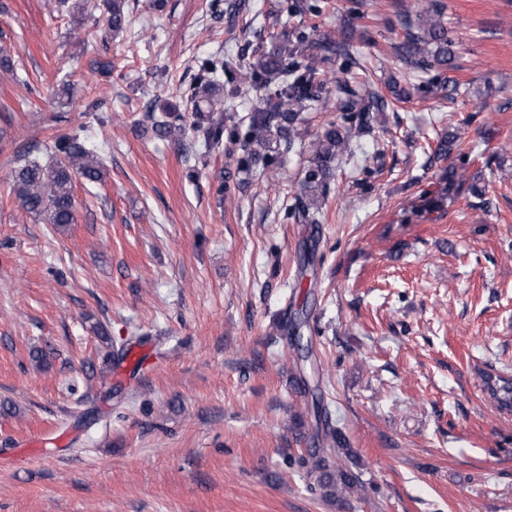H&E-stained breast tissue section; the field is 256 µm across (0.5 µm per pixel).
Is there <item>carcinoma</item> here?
I'll list each match as a JSON object with an SVG mask.
<instances>
[{
    "label": "carcinoma",
    "instance_id": "1",
    "mask_svg": "<svg viewBox=\"0 0 512 512\" xmlns=\"http://www.w3.org/2000/svg\"><path fill=\"white\" fill-rule=\"evenodd\" d=\"M126 0H107V18L103 34H118L129 23ZM444 5L432 3L412 15H399L405 38L395 46L396 56L408 70L410 81L421 79L414 89L428 95L438 89L457 93L447 73L454 68L453 42L443 21ZM347 38L331 35L313 38L300 31L284 39L254 69L242 70L238 76L224 79L229 62L220 57H207L199 65L198 80L186 97L192 104L191 120H186L179 105L157 100L153 109L163 112L166 119L157 123L155 131L168 135L186 127L198 133V142L210 151L223 142L225 126L224 101H232L240 87L266 90L261 106L249 117L248 130L242 139L243 168L268 167L275 163L280 149L293 144L292 134L304 111L323 109L328 102L329 88L325 66L335 58L352 60ZM385 99L375 92L363 96L355 91L339 106L341 115L329 123L319 143L313 165L306 170L300 192L295 195L294 215L303 224L319 223L317 198L324 193L333 177L332 164L344 152L354 137L363 135L371 125L372 113L384 111ZM50 161L44 163L30 154L18 160L13 170L14 191L28 214L62 228L76 221L74 179L89 183L102 180V165L96 149L76 132L59 137L45 145ZM493 398L504 408L512 405V379H501L489 386ZM324 439L336 447L308 451L309 473L329 497L341 500L347 492L362 485L359 475L341 462V438L326 427Z\"/></svg>",
    "mask_w": 512,
    "mask_h": 512
}]
</instances>
